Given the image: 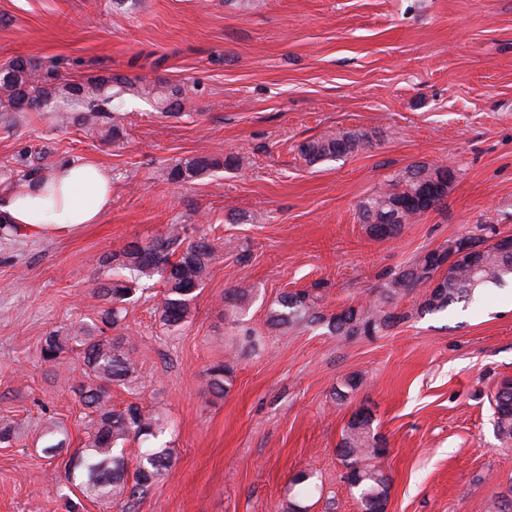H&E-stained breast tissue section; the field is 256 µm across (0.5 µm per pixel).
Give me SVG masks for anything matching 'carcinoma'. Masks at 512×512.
<instances>
[{
	"label": "carcinoma",
	"mask_w": 512,
	"mask_h": 512,
	"mask_svg": "<svg viewBox=\"0 0 512 512\" xmlns=\"http://www.w3.org/2000/svg\"><path fill=\"white\" fill-rule=\"evenodd\" d=\"M186 91L180 86L157 87L122 75H99L84 83L69 82L60 62L52 58L17 57L0 69V123L11 125L20 112H47L62 126L77 125L98 130L105 138L115 139L121 128L116 114L124 111L123 96H150L161 112L172 114L181 107ZM369 143L362 133L340 130L334 135L299 145L301 156L310 164L331 160L364 149ZM242 163L234 155L197 156L180 160L169 169L173 182H191L216 168H233ZM444 170L442 166L411 165L375 190L359 208L362 223L386 222L391 236L426 211L438 206L448 195L443 185L437 197L424 202L419 197L420 181H431ZM189 229L185 224H171L167 232L148 241L131 242L112 257L98 259V265L112 273L97 287L106 307L98 313V321L83 320L62 331L44 336L40 355L43 362L60 365L64 353L79 350L83 361L82 379L75 385L85 409V441L74 450L66 463V480L83 497L127 512L133 503L145 498L169 467L172 452L161 441L167 431L165 420L145 412L136 404L123 409L112 406V386L130 390L138 388L140 370L137 360L123 344L124 336H112L120 330L127 306L135 301L137 291L146 280L162 282L163 291L155 308L159 327L167 333L181 331L192 321V304L196 291L204 284L211 267L224 249H232L229 241L201 235L182 253L176 246L183 243ZM448 249L440 247L418 257L397 273L381 293L366 305L349 306L330 317L320 311L321 296L310 290L283 293L268 311L272 327H288L302 322L324 325L336 336L378 335L408 318L396 313L395 305L406 293L424 285L439 272ZM512 279V262L497 246L485 247L481 269L473 273L461 265L447 273L431 295H422L417 310L436 313L449 306L467 302L476 294ZM253 290L240 285L224 294V302L241 314L249 305ZM237 350H226L224 362L206 369L205 387L214 396H222L230 385L232 360ZM365 384L358 373L346 376L336 389V400ZM494 429L502 441H512V379L500 383L492 397ZM374 419H350L344 428L336 451L347 469L346 481L355 490L359 512H385L391 482L377 460L383 456L384 438L373 427ZM68 438L67 428L51 421L41 431L42 452L52 458L61 451ZM137 440L143 444L135 458L125 455V444ZM312 473L300 471L292 483L300 486L298 497L289 501L282 512H308L301 501L303 488Z\"/></svg>",
	"instance_id": "cac0c4a2"
}]
</instances>
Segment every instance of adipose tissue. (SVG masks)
<instances>
[{
  "mask_svg": "<svg viewBox=\"0 0 512 512\" xmlns=\"http://www.w3.org/2000/svg\"><path fill=\"white\" fill-rule=\"evenodd\" d=\"M112 206V175L101 166L62 161L36 186L13 191L0 213L18 235L63 238L98 223Z\"/></svg>",
  "mask_w": 512,
  "mask_h": 512,
  "instance_id": "obj_1",
  "label": "adipose tissue"
}]
</instances>
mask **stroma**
<instances>
[{"instance_id":"1","label":"stroma","mask_w":512,"mask_h":512,"mask_svg":"<svg viewBox=\"0 0 512 512\" xmlns=\"http://www.w3.org/2000/svg\"><path fill=\"white\" fill-rule=\"evenodd\" d=\"M28 55L57 59L78 83L112 73L188 94L178 118L126 99L134 122L114 141L29 112L0 127V168L73 159L112 174L100 223L61 239L0 236V417L20 426L0 446V512H110L69 488L66 456L37 442L52 417L70 448L85 437L81 363H44L41 341L101 308L96 258L170 224L240 248L212 268L182 331L160 329L153 291L129 308L142 383L113 387L112 402L164 418L173 452L129 512H281L301 471L316 483L310 512H358L336 447L362 407L387 444L386 512H487L512 493V443L497 438L491 404L512 379V282L422 316L413 291L397 304L406 320L372 337L266 322L282 292L317 289L330 316L449 239L512 235V0H0V65ZM339 130L372 144L315 164L299 155ZM199 155L243 163L169 180ZM419 162L453 168L447 197L395 238L371 236L360 202ZM241 284L255 290L257 346L216 398L202 377L237 337L224 295ZM352 373L366 387L334 402Z\"/></svg>"}]
</instances>
